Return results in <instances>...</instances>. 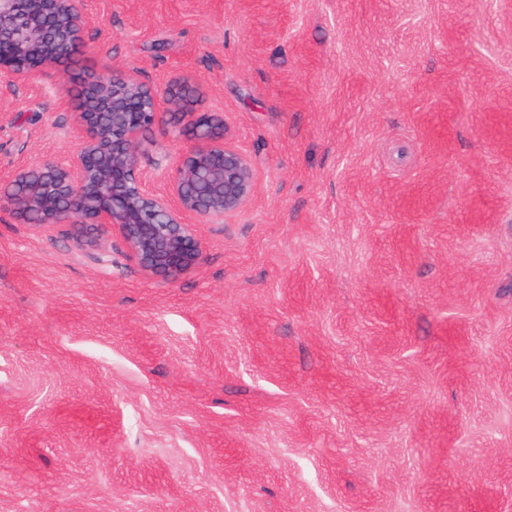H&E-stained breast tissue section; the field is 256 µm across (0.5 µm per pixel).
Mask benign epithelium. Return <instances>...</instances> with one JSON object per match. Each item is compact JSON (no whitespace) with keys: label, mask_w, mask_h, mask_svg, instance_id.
Instances as JSON below:
<instances>
[{"label":"benign epithelium","mask_w":512,"mask_h":512,"mask_svg":"<svg viewBox=\"0 0 512 512\" xmlns=\"http://www.w3.org/2000/svg\"><path fill=\"white\" fill-rule=\"evenodd\" d=\"M92 23L85 0H0V77L38 85L46 68L81 47ZM198 97L188 80L159 90L134 70L95 74L73 113L77 160L16 168L0 179V203L37 231L94 224L97 249L117 234L145 273L178 278L202 261L193 226L235 214L256 192L250 158L226 141L223 116L197 109ZM168 115L189 146L163 195L140 174L136 150Z\"/></svg>","instance_id":"7a95c632"}]
</instances>
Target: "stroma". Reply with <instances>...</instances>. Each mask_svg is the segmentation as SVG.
<instances>
[{
    "label": "stroma",
    "mask_w": 512,
    "mask_h": 512,
    "mask_svg": "<svg viewBox=\"0 0 512 512\" xmlns=\"http://www.w3.org/2000/svg\"><path fill=\"white\" fill-rule=\"evenodd\" d=\"M0 78V178L63 82L199 83L254 199L145 274L0 206V512H512V0H87ZM185 144L140 139L157 191Z\"/></svg>",
    "instance_id": "1"
}]
</instances>
